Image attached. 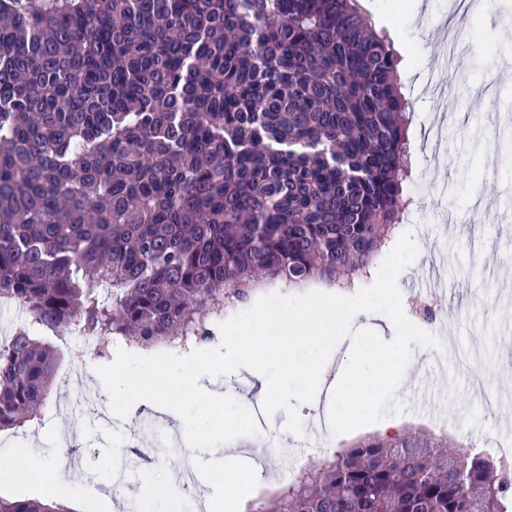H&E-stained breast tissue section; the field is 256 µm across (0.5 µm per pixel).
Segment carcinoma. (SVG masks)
<instances>
[{"label":"carcinoma","instance_id":"obj_1","mask_svg":"<svg viewBox=\"0 0 512 512\" xmlns=\"http://www.w3.org/2000/svg\"><path fill=\"white\" fill-rule=\"evenodd\" d=\"M411 110L357 0H0V431L49 404L45 334L198 349L256 288L370 280ZM250 512H512V460L373 436ZM15 304V303H14ZM25 322V313L18 304H0V339L9 336L10 333Z\"/></svg>","mask_w":512,"mask_h":512}]
</instances>
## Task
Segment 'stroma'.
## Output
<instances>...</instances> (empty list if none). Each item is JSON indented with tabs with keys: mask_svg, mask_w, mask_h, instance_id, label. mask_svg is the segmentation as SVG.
<instances>
[{
	"mask_svg": "<svg viewBox=\"0 0 512 512\" xmlns=\"http://www.w3.org/2000/svg\"><path fill=\"white\" fill-rule=\"evenodd\" d=\"M454 2L376 0L373 11L376 29L386 31L401 58V81L414 108L408 190L415 204L406 225L420 253L398 277L403 309L412 314L415 303L435 294L439 316L424 328L456 343L455 355L439 368L430 364L427 349L412 353L397 391L406 413L348 434L335 436L323 427L294 438L284 432L286 415L279 411L259 421L263 458L244 453L228 468L207 453L165 444L152 413L103 423L100 413L109 398L95 372L97 360L73 362L66 353L75 337L55 335L51 343L63 357L41 422L0 432V462L30 468L25 482L0 481V497L43 498V476L62 458L67 474L60 498L66 505L81 504V512H158L162 495L123 496L106 486L110 452L129 445L149 456L134 464L137 482L154 484L179 457L193 454L203 491L223 489L231 473L255 500L270 498L285 482L287 468L381 435L387 425L402 433H444L464 449L487 437L512 449V375L505 371L512 343L501 334L503 325L512 324V0L469 10L462 25ZM455 24L458 41L449 57L435 41ZM487 38L492 48L474 56L471 45ZM467 360L498 392L492 412L484 411L468 386ZM465 416L472 419L466 426L460 423Z\"/></svg>",
	"mask_w": 512,
	"mask_h": 512,
	"instance_id": "35a3bbf8",
	"label": "stroma"
}]
</instances>
